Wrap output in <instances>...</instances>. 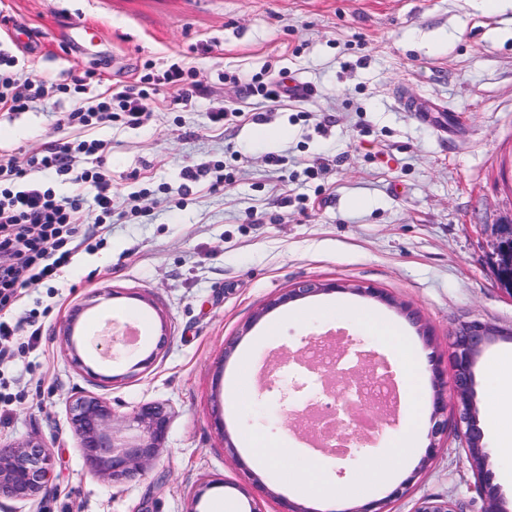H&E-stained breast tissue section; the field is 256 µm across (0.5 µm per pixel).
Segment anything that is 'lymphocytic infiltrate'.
<instances>
[{"instance_id":"obj_1","label":"lymphocytic infiltrate","mask_w":512,"mask_h":512,"mask_svg":"<svg viewBox=\"0 0 512 512\" xmlns=\"http://www.w3.org/2000/svg\"><path fill=\"white\" fill-rule=\"evenodd\" d=\"M15 60L0 52V110L23 112L35 94L31 82L16 77ZM175 89V103L190 101L198 88L185 65L171 64L162 73H146L136 84L123 85L99 94L94 105L80 106L67 115L70 125L91 129L119 121L139 126L147 120L155 102L156 88ZM98 141L51 146L26 163L0 165V312L12 310L22 288L31 281L50 282L68 266L75 250L72 242L87 219L104 223L112 214V180L107 170L78 164V155L95 154ZM65 178L74 187L68 197L26 182L30 169Z\"/></svg>"}]
</instances>
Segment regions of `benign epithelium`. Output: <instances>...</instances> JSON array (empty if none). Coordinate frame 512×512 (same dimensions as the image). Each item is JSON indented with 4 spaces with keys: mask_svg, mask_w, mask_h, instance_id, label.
<instances>
[{
    "mask_svg": "<svg viewBox=\"0 0 512 512\" xmlns=\"http://www.w3.org/2000/svg\"><path fill=\"white\" fill-rule=\"evenodd\" d=\"M497 269L512 274V221L501 226L496 243ZM336 291L334 284L306 281L270 299L264 311L291 301ZM497 340L512 341V329H504L478 320L460 324L452 333L450 346L455 373L450 390L439 364H432L431 421L428 445L420 461L425 468L438 454V438L448 432V400L456 410V427L462 432L467 460L475 477L476 491L484 501L483 512H509L500 486L495 483L491 451L484 443L479 426L474 367L484 349ZM68 418L80 440V447L92 468L114 480H123L144 471L157 455L167 434L169 411L163 404H145L114 427L112 407L93 394H80L67 405ZM53 466L51 454L36 438L10 448L0 449V498L28 500L43 488ZM413 484L409 477L386 497L344 509L342 512H386L391 501L405 497ZM415 512H455L450 502L424 499Z\"/></svg>",
    "mask_w": 512,
    "mask_h": 512,
    "instance_id": "obj_1",
    "label": "benign epithelium"
}]
</instances>
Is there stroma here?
Masks as SVG:
<instances>
[{
	"instance_id": "obj_1",
	"label": "stroma",
	"mask_w": 512,
	"mask_h": 512,
	"mask_svg": "<svg viewBox=\"0 0 512 512\" xmlns=\"http://www.w3.org/2000/svg\"><path fill=\"white\" fill-rule=\"evenodd\" d=\"M0 49L46 88L28 111H0V162L83 140L67 113L143 75L145 62L158 71L189 62L202 84L185 105L160 88L143 126L92 130L112 179V221L85 224L94 242L55 287L29 284L16 311L0 314L11 321L32 310L40 325L0 356V392L12 396L0 448L35 436L55 459L35 500L2 498L0 512H279L283 497L341 512L356 491L380 499L409 477L410 495L388 512H414L425 498L482 512L456 427L425 470L417 465L433 359L445 379L454 375L452 331L471 320L512 328V296L492 262L497 228L512 221L511 8L486 16L473 0H0ZM73 71L94 72L86 92H51ZM258 72L313 93L277 104L231 80ZM403 94L435 112L422 121L402 111ZM260 125L275 137L257 139ZM189 165L203 169L198 181L185 178ZM310 280L383 289L413 306L433 340L399 309L348 291L262 313L270 297ZM366 310L410 340L416 386L391 342L362 322ZM109 321L139 329L137 349L117 360L89 344ZM309 337L338 347L362 340L393 371L399 416L354 459L309 447L310 429L289 428L279 389L231 403L240 367L262 390ZM82 393L119 417L168 406L165 441L143 473L114 481L91 468L66 412ZM410 428L417 447L387 484L369 487V472L387 465ZM248 436L288 449L295 484L251 460ZM313 460L336 491L331 501L299 489ZM206 479L214 487L200 490Z\"/></svg>"
}]
</instances>
